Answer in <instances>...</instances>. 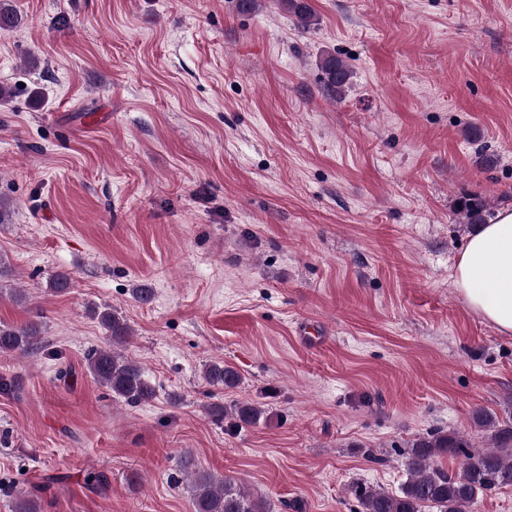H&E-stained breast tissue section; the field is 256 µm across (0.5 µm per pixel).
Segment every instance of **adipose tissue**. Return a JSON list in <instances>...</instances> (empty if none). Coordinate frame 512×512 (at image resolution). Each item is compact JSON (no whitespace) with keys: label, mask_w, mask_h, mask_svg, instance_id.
<instances>
[{"label":"adipose tissue","mask_w":512,"mask_h":512,"mask_svg":"<svg viewBox=\"0 0 512 512\" xmlns=\"http://www.w3.org/2000/svg\"><path fill=\"white\" fill-rule=\"evenodd\" d=\"M453 280L472 311L512 335V210L498 212L470 237Z\"/></svg>","instance_id":"obj_1"}]
</instances>
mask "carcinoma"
<instances>
[{
  "label": "carcinoma",
  "instance_id": "1",
  "mask_svg": "<svg viewBox=\"0 0 512 512\" xmlns=\"http://www.w3.org/2000/svg\"><path fill=\"white\" fill-rule=\"evenodd\" d=\"M280 7L293 15L297 26L308 30L315 26L317 17L308 0H277ZM323 89L330 97L342 94L350 84L352 70L349 63L334 53L324 54L319 61ZM486 205L479 198L465 203L461 214L469 224L484 223ZM100 325L109 333L110 345L95 348L86 355L89 373L112 397L129 405L147 402L155 396V389L144 378L141 367L124 354L133 331L124 316L105 308L93 311ZM41 336V323L31 321L20 327L0 325V353L25 354L34 349ZM206 382L216 388L232 390L240 386L242 377L233 367L222 361L204 365ZM209 415L217 422L226 413L239 424L255 425L266 415L258 402H234L230 407L211 403ZM474 423L493 429L492 448L469 452L466 462L453 474L445 472L435 458L458 453L469 447L459 435L441 431L430 432L412 443L407 469L409 477L396 491L356 484L349 492L358 501L359 512H465L479 497L496 489L512 487V424L498 425L496 420L480 411ZM180 472L189 480L193 512H270L269 504L252 497L229 478H218L195 466L191 454L180 460Z\"/></svg>",
  "mask_w": 512,
  "mask_h": 512
}]
</instances>
